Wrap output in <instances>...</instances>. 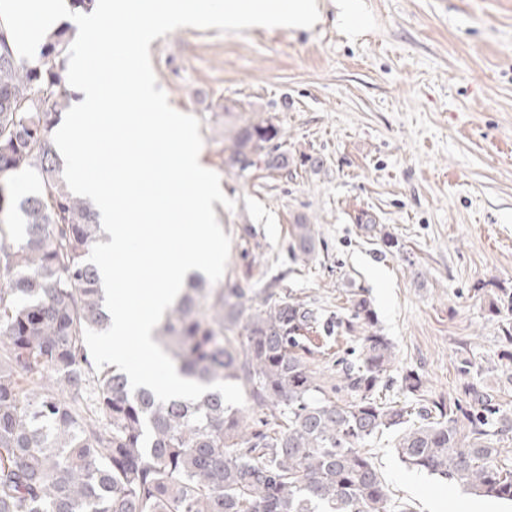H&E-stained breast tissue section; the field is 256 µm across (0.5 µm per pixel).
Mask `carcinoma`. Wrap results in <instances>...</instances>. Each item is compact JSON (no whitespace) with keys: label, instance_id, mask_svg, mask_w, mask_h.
<instances>
[{"label":"carcinoma","instance_id":"carcinoma-1","mask_svg":"<svg viewBox=\"0 0 512 512\" xmlns=\"http://www.w3.org/2000/svg\"><path fill=\"white\" fill-rule=\"evenodd\" d=\"M8 39L1 27L0 512H407L391 505L362 445L414 417L420 425L396 444L403 464L512 503V448L497 443L512 433V414L472 383L455 398H423L414 370L401 388L415 404L382 401L395 346L361 294L339 321L353 345L336 356L340 383L330 388L307 345L314 309L272 291L257 309L249 290L213 288L200 275L155 340L180 374L237 383L247 404L229 407L216 391L161 403L117 366L96 368L83 333L108 327L100 271L87 261L100 224L67 187L52 140L69 105L72 37L51 35L34 67ZM279 134L269 119L243 124L231 160L287 168ZM24 171L39 191L18 202L12 181ZM16 205L18 238L7 222ZM293 237L301 253L315 252L311 225H294ZM502 333L512 382V324Z\"/></svg>","mask_w":512,"mask_h":512}]
</instances>
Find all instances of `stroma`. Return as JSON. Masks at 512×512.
<instances>
[{
	"label": "stroma",
	"instance_id": "stroma-1",
	"mask_svg": "<svg viewBox=\"0 0 512 512\" xmlns=\"http://www.w3.org/2000/svg\"><path fill=\"white\" fill-rule=\"evenodd\" d=\"M366 24L344 35L326 5L311 31L183 27L149 46L157 85L201 121V161L235 209L213 210L231 250L224 281L262 302L267 285L324 319L367 297L396 360L386 399L406 401L405 371L426 394L467 382L512 412L501 328L512 311V0H361ZM267 118L286 169L240 170L233 130ZM320 168L301 166L303 156ZM371 214L398 239L387 249L355 221ZM306 217L314 254L293 248ZM469 360L471 373L457 367ZM387 430L368 439L391 502L411 512H512L407 469Z\"/></svg>",
	"mask_w": 512,
	"mask_h": 512
}]
</instances>
